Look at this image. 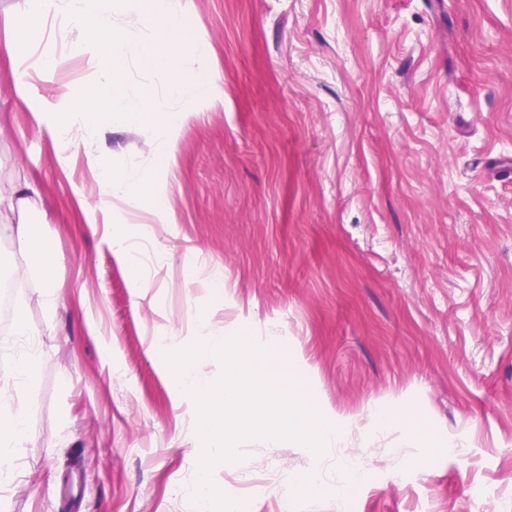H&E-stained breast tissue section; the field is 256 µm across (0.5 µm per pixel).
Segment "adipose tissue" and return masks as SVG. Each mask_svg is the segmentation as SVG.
Masks as SVG:
<instances>
[{
	"label": "adipose tissue",
	"instance_id": "adipose-tissue-1",
	"mask_svg": "<svg viewBox=\"0 0 512 512\" xmlns=\"http://www.w3.org/2000/svg\"><path fill=\"white\" fill-rule=\"evenodd\" d=\"M98 179L101 185L102 204L114 200L133 202L137 199L139 189L147 180L145 170L131 168L120 174H113L110 169L99 168ZM39 196L38 188L30 183L15 188L0 190V235L15 236L29 244L27 267L29 270H42L51 263L48 245L33 236L24 215L35 204ZM8 394L0 389V472L9 471L12 466V448L21 446L26 436L27 413L24 409L8 410Z\"/></svg>",
	"mask_w": 512,
	"mask_h": 512
}]
</instances>
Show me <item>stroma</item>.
<instances>
[{"mask_svg":"<svg viewBox=\"0 0 512 512\" xmlns=\"http://www.w3.org/2000/svg\"><path fill=\"white\" fill-rule=\"evenodd\" d=\"M23 6L0 0V188L39 185L52 263L27 271V244L0 237V335L20 310L40 340L34 383L0 378L27 412L0 512H196V404L152 345L197 343V313L267 348L261 370L339 432L320 456L239 442L212 479L231 496L266 472L248 512H276L278 484L292 512H474V482L483 512H512V0H191L224 102L172 129L175 165L107 212L97 165L152 164L156 147L139 118L100 121L88 145L40 133L60 88L92 79L51 17L20 47L5 11ZM18 55L42 79L26 101ZM117 224L146 227L136 266ZM143 232L139 225L120 224L112 233V243L119 257L126 262L134 264L135 260L131 253V244L138 239Z\"/></svg>","mask_w":512,"mask_h":512,"instance_id":"1","label":"stroma"}]
</instances>
